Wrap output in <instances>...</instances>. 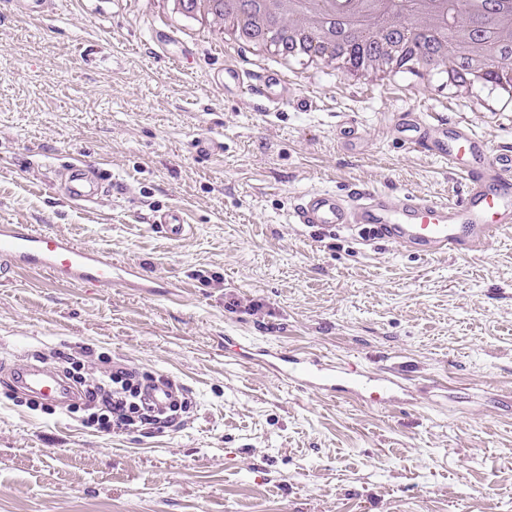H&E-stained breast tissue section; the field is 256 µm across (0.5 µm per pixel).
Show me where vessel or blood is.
I'll return each mask as SVG.
<instances>
[{"label":"vessel or blood","instance_id":"1","mask_svg":"<svg viewBox=\"0 0 512 512\" xmlns=\"http://www.w3.org/2000/svg\"><path fill=\"white\" fill-rule=\"evenodd\" d=\"M218 79L225 92L246 90L269 105L306 102L297 88L275 72L250 77L229 63ZM390 123L401 146L435 157L461 175L464 185L460 194L439 202L406 193L393 204L379 191L356 189L342 195L314 190L294 204L291 215L297 223L332 235L355 230L364 240L393 241L423 257L477 252L502 232L512 230L511 146L488 151L464 122L440 114L425 116L415 106L393 113ZM337 139L345 156L354 158L366 150L352 115H344ZM191 147L203 157L224 153L223 140L211 135L195 137ZM53 187L71 201L84 203L92 202L102 192L118 195L126 190L100 166L78 159L58 170ZM155 221L174 238L183 236L189 227L188 215L179 206L159 212ZM19 270L46 273L73 285L108 288L115 282L118 267L111 255L96 248L35 230L28 224H0V275ZM236 348L244 357L304 391L326 397L350 394L375 405H393L413 398L404 374L395 370L374 372L356 360L336 363L284 347L257 349L243 341ZM9 374L16 387L48 403L65 404L75 396L58 372L38 363L10 365ZM173 396V385L165 382L152 383L145 392L146 401L157 409L166 408Z\"/></svg>","mask_w":512,"mask_h":512}]
</instances>
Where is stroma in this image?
I'll return each instance as SVG.
<instances>
[{"instance_id": "35a3bbf8", "label": "stroma", "mask_w": 512, "mask_h": 512, "mask_svg": "<svg viewBox=\"0 0 512 512\" xmlns=\"http://www.w3.org/2000/svg\"><path fill=\"white\" fill-rule=\"evenodd\" d=\"M160 28L170 48L153 44ZM223 27L185 34L156 0H55L31 19L0 0V224H31L135 264L153 288H86L29 272L0 279V359L82 348L175 380L190 406L161 432L105 435L78 414L31 410L0 378V512H512V232L431 259L295 223L313 189L451 199L456 176L401 147L391 113L462 118L490 149L512 112L472 109L437 68L353 84L334 61L302 69L307 106L262 111L225 93ZM187 48L190 61L169 50ZM355 117L363 158L337 145ZM198 135L223 155L196 156ZM125 194L73 204L49 190L70 158ZM178 205L188 231L153 224ZM262 303L252 312L251 303ZM241 336L405 372L416 402L304 393L232 357Z\"/></svg>"}]
</instances>
